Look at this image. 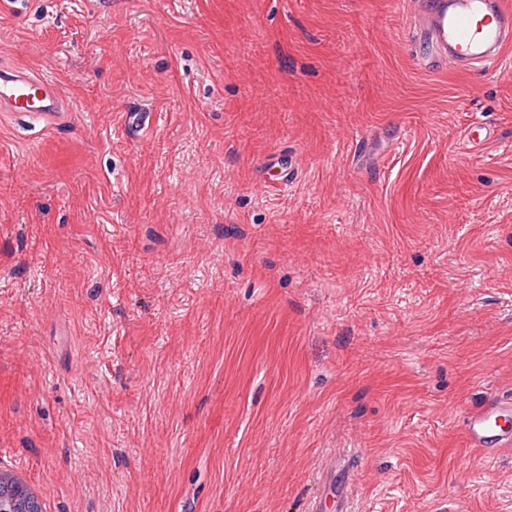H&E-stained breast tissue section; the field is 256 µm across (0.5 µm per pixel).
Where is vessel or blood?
Instances as JSON below:
<instances>
[{
    "label": "vessel or blood",
    "instance_id": "b4317fda",
    "mask_svg": "<svg viewBox=\"0 0 512 512\" xmlns=\"http://www.w3.org/2000/svg\"><path fill=\"white\" fill-rule=\"evenodd\" d=\"M410 37L416 54L432 64L464 69L497 64L512 44V0H432L413 12ZM65 109L52 80L17 65L0 68V112L22 113L50 127ZM266 166L276 172L271 182L275 189L299 173L292 156H272ZM464 430L469 447L485 454L512 447V399L467 412Z\"/></svg>",
    "mask_w": 512,
    "mask_h": 512
}]
</instances>
